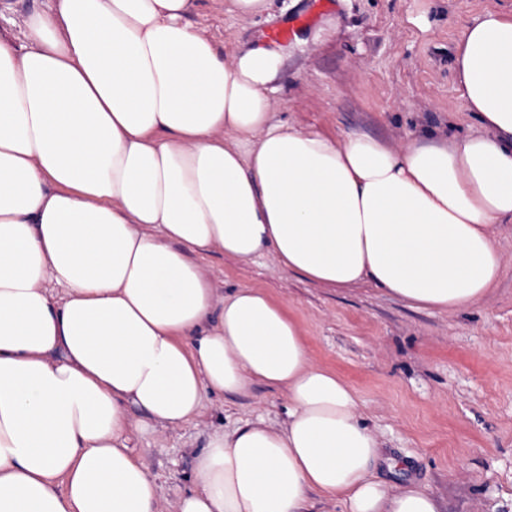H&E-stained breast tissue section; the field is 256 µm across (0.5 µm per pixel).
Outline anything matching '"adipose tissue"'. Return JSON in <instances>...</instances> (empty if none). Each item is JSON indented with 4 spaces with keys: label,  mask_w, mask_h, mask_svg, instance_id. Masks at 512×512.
Returning a JSON list of instances; mask_svg holds the SVG:
<instances>
[{
    "label": "adipose tissue",
    "mask_w": 512,
    "mask_h": 512,
    "mask_svg": "<svg viewBox=\"0 0 512 512\" xmlns=\"http://www.w3.org/2000/svg\"><path fill=\"white\" fill-rule=\"evenodd\" d=\"M197 0H54L0 35V512H158L129 408L176 428L210 393L259 383L287 417L214 434L177 512H439L373 475L355 389L313 363L260 288L217 298L193 254H274L328 288L411 306L485 298L512 222V15L452 58L478 126L393 148L276 120L283 57L223 50ZM64 287L54 298L50 284Z\"/></svg>",
    "instance_id": "obj_1"
}]
</instances>
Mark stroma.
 <instances>
[{
	"label": "stroma",
	"mask_w": 512,
	"mask_h": 512,
	"mask_svg": "<svg viewBox=\"0 0 512 512\" xmlns=\"http://www.w3.org/2000/svg\"><path fill=\"white\" fill-rule=\"evenodd\" d=\"M488 10L512 14V0H331L321 11L315 0H274L256 16L203 0L191 20L232 49L310 16L282 43L278 119L399 148L475 127L452 56L464 26ZM496 234L507 259L496 288L452 313L412 307L369 284L325 288L270 254L242 263L214 248L198 261L217 290L265 289L302 325L312 359L357 390L383 450L378 480L394 491L429 489L440 512H512V223ZM287 409L284 393L263 384L244 395L209 394L180 427H135L129 446L156 480L162 512H176L212 435L260 416L280 424Z\"/></svg>",
	"instance_id": "stroma-1"
}]
</instances>
